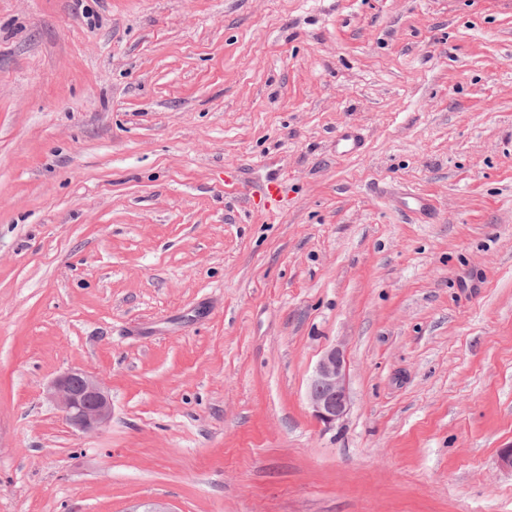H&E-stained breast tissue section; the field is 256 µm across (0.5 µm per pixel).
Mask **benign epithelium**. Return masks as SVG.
Instances as JSON below:
<instances>
[{
	"label": "benign epithelium",
	"mask_w": 512,
	"mask_h": 512,
	"mask_svg": "<svg viewBox=\"0 0 512 512\" xmlns=\"http://www.w3.org/2000/svg\"><path fill=\"white\" fill-rule=\"evenodd\" d=\"M46 399L65 420L82 432H93L106 425L112 416V401L100 379L82 369H71L47 388ZM308 399L314 417L331 427L349 411L346 387V360L333 347L319 360L310 381Z\"/></svg>",
	"instance_id": "obj_1"
}]
</instances>
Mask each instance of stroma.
Segmentation results:
<instances>
[{"instance_id": "1", "label": "stroma", "mask_w": 512, "mask_h": 512, "mask_svg": "<svg viewBox=\"0 0 512 512\" xmlns=\"http://www.w3.org/2000/svg\"><path fill=\"white\" fill-rule=\"evenodd\" d=\"M508 446L512 0H0V512H512ZM345 378V356L339 348L332 347L319 360L308 389L313 415L325 426L336 425L349 411ZM46 399L65 420L82 432H93L112 416V401L100 379L82 369H71L47 388Z\"/></svg>"}]
</instances>
